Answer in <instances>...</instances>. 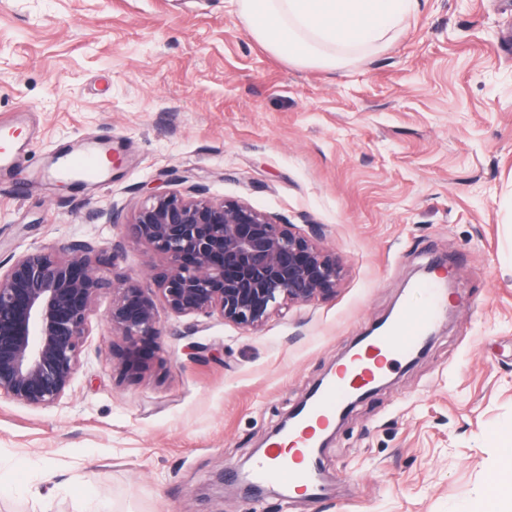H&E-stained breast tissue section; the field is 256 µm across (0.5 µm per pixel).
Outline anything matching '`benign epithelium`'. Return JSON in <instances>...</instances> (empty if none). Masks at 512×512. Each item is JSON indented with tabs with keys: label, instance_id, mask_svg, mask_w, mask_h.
Returning <instances> with one entry per match:
<instances>
[{
	"label": "benign epithelium",
	"instance_id": "benign-epithelium-1",
	"mask_svg": "<svg viewBox=\"0 0 512 512\" xmlns=\"http://www.w3.org/2000/svg\"><path fill=\"white\" fill-rule=\"evenodd\" d=\"M126 236L164 259L156 289L108 277L109 258L76 241L0 260V398L54 406L71 390L99 297L112 293L106 318L124 345L115 355L130 376L160 335L156 300L175 317H211L258 329L290 307L332 296L342 267L319 241L318 224L301 232L236 199L212 200L195 185L146 195Z\"/></svg>",
	"mask_w": 512,
	"mask_h": 512
}]
</instances>
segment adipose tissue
<instances>
[{
	"label": "adipose tissue",
	"instance_id": "ef3b65f1",
	"mask_svg": "<svg viewBox=\"0 0 512 512\" xmlns=\"http://www.w3.org/2000/svg\"><path fill=\"white\" fill-rule=\"evenodd\" d=\"M248 32L296 65L333 71L358 52L385 47L415 0H236Z\"/></svg>",
	"mask_w": 512,
	"mask_h": 512
}]
</instances>
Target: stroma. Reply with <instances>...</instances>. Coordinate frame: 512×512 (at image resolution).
<instances>
[{"mask_svg":"<svg viewBox=\"0 0 512 512\" xmlns=\"http://www.w3.org/2000/svg\"><path fill=\"white\" fill-rule=\"evenodd\" d=\"M0 260L120 244L152 287L160 256L124 234L148 192L203 188L277 223L324 229L335 293L259 329L177 318L122 375L100 296L71 390L0 399V512H485L512 426V0H418L389 46L348 68L299 67L230 0H0ZM86 146L103 184L53 177ZM448 311L415 360L329 432L317 500L256 498L232 475L398 304L427 266Z\"/></svg>","mask_w":512,"mask_h":512,"instance_id":"35a3bbf8","label":"stroma"}]
</instances>
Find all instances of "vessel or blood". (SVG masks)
Instances as JSON below:
<instances>
[{
  "mask_svg": "<svg viewBox=\"0 0 512 512\" xmlns=\"http://www.w3.org/2000/svg\"><path fill=\"white\" fill-rule=\"evenodd\" d=\"M65 169L88 182L100 178L99 162L93 152L84 151L65 158ZM422 303L405 304L388 330L373 337L355 358L349 371L324 386L321 394L301 414L284 442L274 443L266 457L255 465L252 480L257 484L285 481L290 488L318 498L321 485L312 466L311 438L314 425L326 424L337 408L355 391L370 386L385 365L396 363L412 353L426 331L439 316L444 298L435 283L421 286Z\"/></svg>",
  "mask_w": 512,
  "mask_h": 512,
  "instance_id": "b4317fda",
  "label": "vessel or blood"
}]
</instances>
